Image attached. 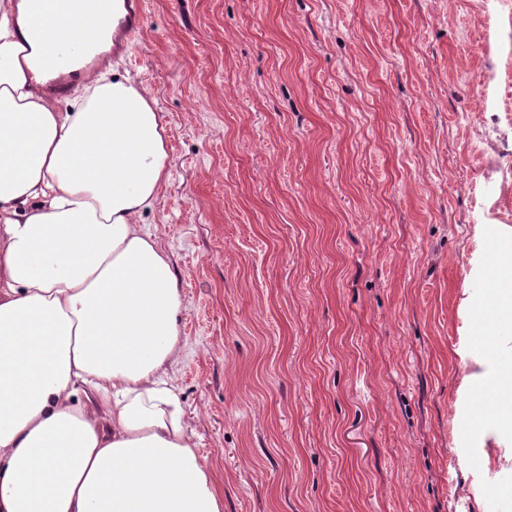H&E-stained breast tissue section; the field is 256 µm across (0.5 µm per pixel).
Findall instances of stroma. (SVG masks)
<instances>
[{
	"instance_id": "1",
	"label": "stroma",
	"mask_w": 512,
	"mask_h": 512,
	"mask_svg": "<svg viewBox=\"0 0 512 512\" xmlns=\"http://www.w3.org/2000/svg\"><path fill=\"white\" fill-rule=\"evenodd\" d=\"M143 8L112 64L165 124L144 222L224 512H512L459 393L474 229L512 225V0Z\"/></svg>"
}]
</instances>
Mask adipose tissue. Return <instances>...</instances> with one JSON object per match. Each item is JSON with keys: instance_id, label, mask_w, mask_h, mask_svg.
I'll return each instance as SVG.
<instances>
[{"instance_id": "ef3b65f1", "label": "adipose tissue", "mask_w": 512, "mask_h": 512, "mask_svg": "<svg viewBox=\"0 0 512 512\" xmlns=\"http://www.w3.org/2000/svg\"><path fill=\"white\" fill-rule=\"evenodd\" d=\"M91 0H0V512H224L170 371L184 311L142 222L168 168L146 87L85 72L61 111L45 83ZM480 423L512 445V226L480 224Z\"/></svg>"}]
</instances>
